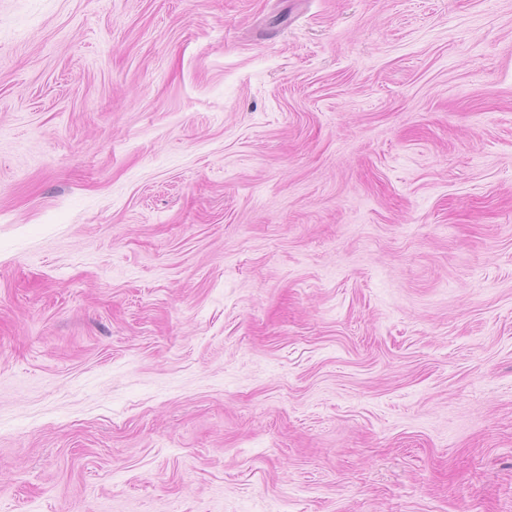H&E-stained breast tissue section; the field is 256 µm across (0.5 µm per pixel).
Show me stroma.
Returning a JSON list of instances; mask_svg holds the SVG:
<instances>
[{
    "mask_svg": "<svg viewBox=\"0 0 512 512\" xmlns=\"http://www.w3.org/2000/svg\"><path fill=\"white\" fill-rule=\"evenodd\" d=\"M0 512H512V0H0Z\"/></svg>",
    "mask_w": 512,
    "mask_h": 512,
    "instance_id": "1",
    "label": "stroma"
}]
</instances>
